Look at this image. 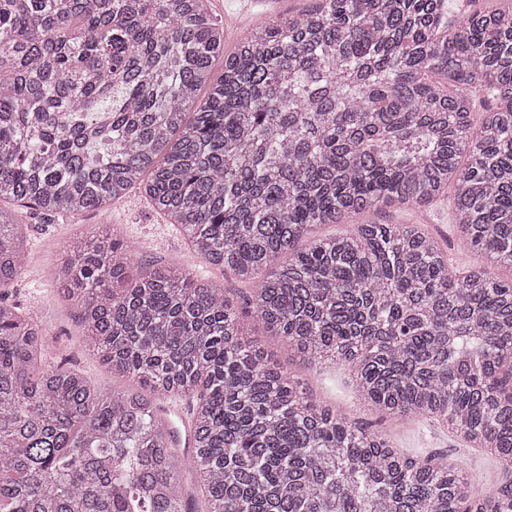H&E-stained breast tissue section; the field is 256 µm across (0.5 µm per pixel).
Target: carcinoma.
Here are the masks:
<instances>
[{
    "label": "carcinoma",
    "instance_id": "obj_1",
    "mask_svg": "<svg viewBox=\"0 0 512 512\" xmlns=\"http://www.w3.org/2000/svg\"><path fill=\"white\" fill-rule=\"evenodd\" d=\"M446 2L317 0L227 53L210 0H0V200L64 215L145 190L304 364L348 368L392 420L491 442L494 489L312 403L224 289L179 264L131 277V246L96 227L64 245L60 294L138 387L45 367L54 339L1 301L0 512H198L195 484L203 512H512V279L450 274L421 224L314 235L450 190L461 244L512 269V9ZM28 263L0 206V290ZM182 395L187 464L159 415Z\"/></svg>",
    "mask_w": 512,
    "mask_h": 512
}]
</instances>
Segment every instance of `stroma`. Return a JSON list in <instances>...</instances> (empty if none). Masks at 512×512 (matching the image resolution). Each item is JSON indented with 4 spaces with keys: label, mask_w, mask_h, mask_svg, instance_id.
Returning a JSON list of instances; mask_svg holds the SVG:
<instances>
[{
    "label": "stroma",
    "mask_w": 512,
    "mask_h": 512,
    "mask_svg": "<svg viewBox=\"0 0 512 512\" xmlns=\"http://www.w3.org/2000/svg\"><path fill=\"white\" fill-rule=\"evenodd\" d=\"M316 0H211V8L224 23V49L232 51L237 43L259 21L266 18H288L308 12ZM452 195H444L431 205L410 210L392 204L381 207L356 221L320 226L322 236L339 235L351 231L353 223L423 224L440 240L448 253L451 269L465 268L478 260L476 253L463 248L452 224ZM17 213L28 226V245L31 261L26 273L7 290L6 303L33 312L37 320L56 339L58 360L65 367L79 373L93 385L108 384L112 376L99 357L89 349L75 318L74 311L60 296L58 274L62 264L61 246L67 240L85 232L95 224L116 228L125 241L136 248V269L162 268L177 263L202 280L223 288L224 294L236 309L246 337L268 347L272 359L285 371L300 377L307 385L310 399L348 414L359 426L388 435L394 444L411 458L432 454L448 459L466 461V472L471 482L491 488L497 481L501 464L490 449L476 448L465 443L447 425L415 419L393 425L380 413L368 409L356 396L343 369L316 371L307 368L292 352L270 345L268 338L247 305L248 284L242 283L228 271L205 264L180 236L173 225L139 191H131L116 201L108 212H86L61 216L33 215L25 208Z\"/></svg>",
    "instance_id": "obj_1"
}]
</instances>
